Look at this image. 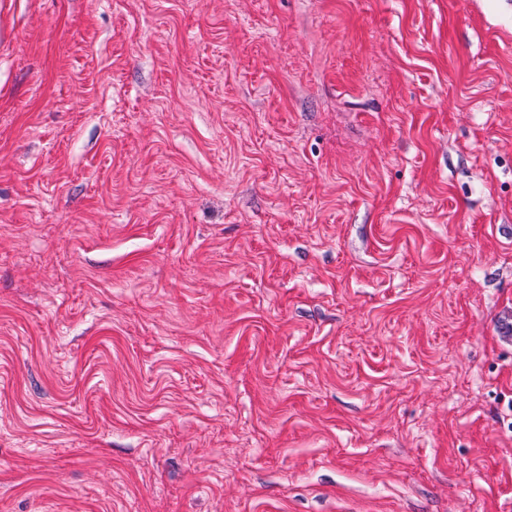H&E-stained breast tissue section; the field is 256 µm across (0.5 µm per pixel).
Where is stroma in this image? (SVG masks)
Returning <instances> with one entry per match:
<instances>
[{
  "instance_id": "1",
  "label": "stroma",
  "mask_w": 512,
  "mask_h": 512,
  "mask_svg": "<svg viewBox=\"0 0 512 512\" xmlns=\"http://www.w3.org/2000/svg\"><path fill=\"white\" fill-rule=\"evenodd\" d=\"M0 512H512V0H0Z\"/></svg>"
}]
</instances>
